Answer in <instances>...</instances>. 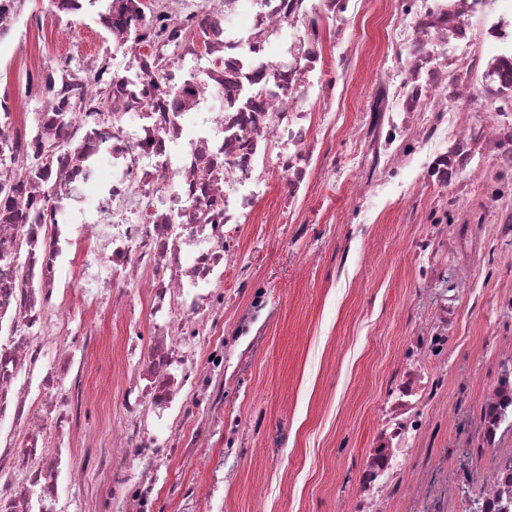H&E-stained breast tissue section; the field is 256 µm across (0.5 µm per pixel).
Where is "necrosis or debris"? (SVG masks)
<instances>
[{
	"instance_id": "4bbe7bcc",
	"label": "necrosis or debris",
	"mask_w": 512,
	"mask_h": 512,
	"mask_svg": "<svg viewBox=\"0 0 512 512\" xmlns=\"http://www.w3.org/2000/svg\"><path fill=\"white\" fill-rule=\"evenodd\" d=\"M241 3L211 0L206 12L177 0L145 26L118 0L98 20L112 45L84 70L11 59L42 109L19 120L15 92L0 89V512H69L53 490L58 446L78 429L87 394L76 354L109 299L125 317L127 371L112 443L84 460L107 474L102 512H164L158 477L183 457L207 480L171 483L170 496L185 512L211 506L224 483V456L208 450L224 425V283L259 201L277 192L278 215L293 214L317 169L353 201L347 224L383 186L409 203L407 170L435 197L430 233L402 248L430 307L399 351L342 512H512V290L489 299L470 286L512 251V0H391L392 72L369 78L378 109L351 129L360 153L343 164L325 155L323 129L350 51L327 52L325 39L363 0H251L239 24ZM86 10L87 0H51L36 25L66 45ZM188 29L206 52L182 41ZM174 41L179 56L153 83L155 56ZM48 145L53 158L28 171ZM445 245L454 266L437 259ZM462 304L500 315L477 358L489 381L472 413L475 366L448 368ZM435 413L462 457L444 471L417 455Z\"/></svg>"
}]
</instances>
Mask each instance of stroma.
Masks as SVG:
<instances>
[{
    "instance_id": "stroma-1",
    "label": "stroma",
    "mask_w": 512,
    "mask_h": 512,
    "mask_svg": "<svg viewBox=\"0 0 512 512\" xmlns=\"http://www.w3.org/2000/svg\"><path fill=\"white\" fill-rule=\"evenodd\" d=\"M365 13L346 30L353 47L352 62L340 76L346 98L335 133L325 142L326 154L339 159L352 158L348 131L367 109L364 69H382L392 56L386 33L394 16L385 0H366ZM18 27L32 65L62 53L82 68L86 54L104 39L83 17L72 20L73 41L61 48L26 21ZM277 203L272 194L260 201L262 221L242 241L239 266L224 289L228 331L244 311L248 289L269 291L265 314L227 356L235 379L225 392L226 415L259 427L269 453L257 464L225 460L237 475L224 492L222 512H339L341 501L356 490L362 454L377 433L373 410L398 372V351L418 317L415 277L395 246L422 226L407 223L402 204L386 193L374 198L364 223H340L352 201L318 176L309 198L297 204L295 219L308 232L296 240L288 225L264 223ZM305 252L319 258L301 275L297 261ZM123 322L120 309L107 311L83 356L92 398L71 442L73 458L112 438ZM486 322V315L462 312L450 341V364L474 363L476 353L490 346ZM262 485L269 496L261 503L254 491ZM57 490L72 499V512H100L107 493L100 473L90 471L75 481L60 473Z\"/></svg>"
}]
</instances>
